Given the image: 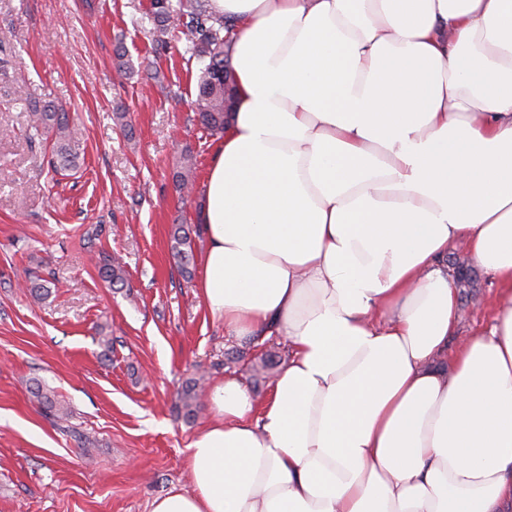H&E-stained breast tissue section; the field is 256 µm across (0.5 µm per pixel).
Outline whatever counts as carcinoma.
<instances>
[{"instance_id":"obj_1","label":"carcinoma","mask_w":512,"mask_h":512,"mask_svg":"<svg viewBox=\"0 0 512 512\" xmlns=\"http://www.w3.org/2000/svg\"><path fill=\"white\" fill-rule=\"evenodd\" d=\"M150 31L154 53L161 54L168 49L171 28L179 26L187 40L186 52L196 61L197 120L205 129L218 133L224 131L233 96V70L230 63L231 26L224 16L215 12L211 0H150ZM30 127L34 136L50 149L51 171H66L76 165L79 154L76 149L78 138L69 119V112L60 103L30 101ZM172 251L182 272L190 275L193 253L188 234L177 224L172 234ZM100 278L115 287L124 284L125 276L121 264L110 257L105 258L98 270ZM37 401L53 411V417L66 419L69 412L57 406L53 391L38 385L32 391ZM183 417L191 421L200 410L198 382L189 381L179 394Z\"/></svg>"}]
</instances>
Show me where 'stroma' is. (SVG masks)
Masks as SVG:
<instances>
[{
  "instance_id": "obj_1",
  "label": "stroma",
  "mask_w": 512,
  "mask_h": 512,
  "mask_svg": "<svg viewBox=\"0 0 512 512\" xmlns=\"http://www.w3.org/2000/svg\"><path fill=\"white\" fill-rule=\"evenodd\" d=\"M148 7L0 0V512H151L191 489L188 447L211 421L207 406L183 418L182 385L234 376L261 401L272 378L254 364L288 363L283 337L236 336L205 306L201 209L218 137L191 110L195 64L182 35L154 56ZM120 52L134 70L121 85ZM15 86L66 106L82 131L76 170L49 171ZM187 154L196 167L184 198L175 175ZM178 224L195 256L187 278L170 249ZM106 255L122 260L123 287L101 280ZM448 263L470 277L458 291L467 329L488 327L495 286L463 249ZM38 277L57 284L41 303L28 290ZM37 382L71 409V432L33 399Z\"/></svg>"
}]
</instances>
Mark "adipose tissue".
Returning a JSON list of instances; mask_svg holds the SVG:
<instances>
[{"instance_id":"ef3b65f1","label":"adipose tissue","mask_w":512,"mask_h":512,"mask_svg":"<svg viewBox=\"0 0 512 512\" xmlns=\"http://www.w3.org/2000/svg\"><path fill=\"white\" fill-rule=\"evenodd\" d=\"M212 6L236 91L199 287L290 356L264 401L210 390L151 512H512V0ZM459 246L498 289L468 335Z\"/></svg>"}]
</instances>
